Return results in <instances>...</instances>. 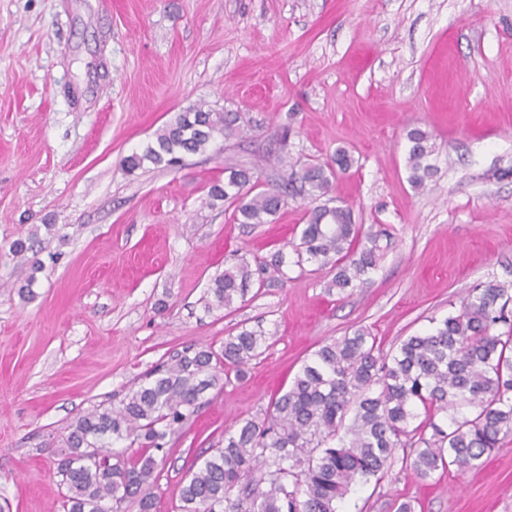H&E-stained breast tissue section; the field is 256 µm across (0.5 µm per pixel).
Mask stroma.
Instances as JSON below:
<instances>
[{"label": "stroma", "mask_w": 512, "mask_h": 512, "mask_svg": "<svg viewBox=\"0 0 512 512\" xmlns=\"http://www.w3.org/2000/svg\"><path fill=\"white\" fill-rule=\"evenodd\" d=\"M199 103L239 113L242 133L179 168H125ZM414 127L433 149L420 189ZM340 148L353 167L273 223H236L209 195L225 166ZM321 204L389 232L369 281L340 295L329 271L291 263L206 308L216 275L298 241ZM494 279L512 283V0H0V512H66L62 439L79 416L176 352L263 330L246 378L204 392L158 462L154 512H180L191 463L322 345L364 327L390 349ZM398 500L512 512V433L477 469L422 480L394 461L339 509ZM430 138L429 133L420 128H413L407 132V139L410 143L408 151L409 181L415 188L422 187L432 174L431 164L427 163V158L433 152Z\"/></svg>", "instance_id": "35a3bbf8"}]
</instances>
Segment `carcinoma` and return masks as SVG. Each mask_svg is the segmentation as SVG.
<instances>
[{
	"label": "carcinoma",
	"instance_id": "obj_1",
	"mask_svg": "<svg viewBox=\"0 0 512 512\" xmlns=\"http://www.w3.org/2000/svg\"><path fill=\"white\" fill-rule=\"evenodd\" d=\"M240 120L236 112L192 105L160 130L156 145L123 164L130 171L147 161L176 166L216 135L239 133ZM407 139L409 181L420 188L432 174L430 135L413 128ZM352 164L343 149L329 162L306 163L296 173L300 189L322 196ZM253 177L250 168L231 167L210 195L235 202L240 224H270L288 191H258ZM382 236L355 223L350 207L323 205L309 211L291 247L296 264L333 272L328 287L343 293L377 269ZM284 263L282 248L253 265L239 259L212 280L208 306L232 308ZM511 305L512 288L489 281L467 292L458 314L386 352L361 327L323 345L271 400L263 419L224 431V447L186 478L181 512H339L352 486L380 482L398 454L422 479L450 466H480L512 432ZM267 340L261 330L243 329L218 350L189 348L145 374L119 406L80 416L63 438L68 512H125L130 500L152 512L156 455L197 413L219 374L233 369L243 377ZM420 408L425 421L414 427ZM119 440L128 441L131 454L114 457L110 445Z\"/></svg>",
	"mask_w": 512,
	"mask_h": 512
}]
</instances>
